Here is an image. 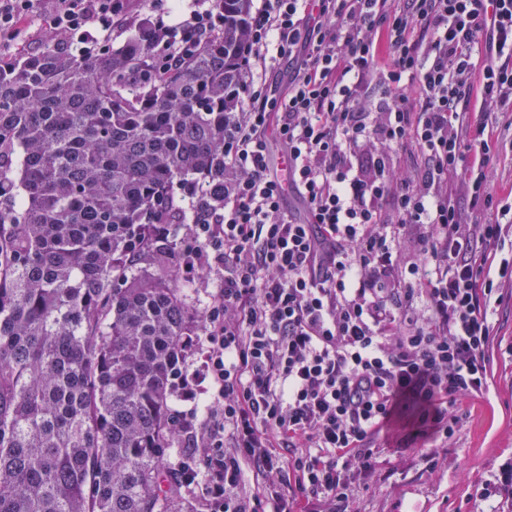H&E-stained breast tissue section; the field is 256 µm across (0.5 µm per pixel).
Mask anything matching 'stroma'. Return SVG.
<instances>
[{
  "label": "stroma",
  "mask_w": 512,
  "mask_h": 512,
  "mask_svg": "<svg viewBox=\"0 0 512 512\" xmlns=\"http://www.w3.org/2000/svg\"><path fill=\"white\" fill-rule=\"evenodd\" d=\"M494 148L488 167L501 196L512 194V112H496ZM489 388L461 399L453 408L455 433L445 446L428 439L403 448L399 438L409 429L408 417L395 418L373 441L377 463L361 474L354 492L355 512H505L512 502V287L504 286L494 315ZM437 448L436 467L422 455ZM495 496H485L488 486Z\"/></svg>",
  "instance_id": "1"
}]
</instances>
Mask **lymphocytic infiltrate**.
Returning a JSON list of instances; mask_svg holds the SVG:
<instances>
[{
    "mask_svg": "<svg viewBox=\"0 0 512 512\" xmlns=\"http://www.w3.org/2000/svg\"><path fill=\"white\" fill-rule=\"evenodd\" d=\"M33 7L0 0L5 46L22 51ZM51 8L66 47L85 54L128 14L126 0ZM217 22L214 8L193 10L160 24L150 50L175 62ZM244 56L224 207L200 185L180 228L185 278L214 277L215 294L175 378L187 460L171 480L198 485L203 512H260V495L240 490L249 467L274 512H298L275 490L288 469L306 498L349 512L399 406L416 408L418 435L445 440L456 402L488 385L512 209L481 219L496 196L485 131L512 107V0H263ZM282 60L284 90L262 76ZM403 150L423 158L420 176L394 164ZM393 223L418 228L410 247Z\"/></svg>",
    "mask_w": 512,
    "mask_h": 512,
    "instance_id": "1",
    "label": "lymphocytic infiltrate"
}]
</instances>
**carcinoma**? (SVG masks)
Instances as JSON below:
<instances>
[{
  "label": "carcinoma",
  "mask_w": 512,
  "mask_h": 512,
  "mask_svg": "<svg viewBox=\"0 0 512 512\" xmlns=\"http://www.w3.org/2000/svg\"><path fill=\"white\" fill-rule=\"evenodd\" d=\"M253 0L170 68L117 48L0 57V512H195L167 487L174 372L201 317L172 278L174 185L224 208ZM169 224L165 241H141Z\"/></svg>",
  "instance_id": "obj_1"
}]
</instances>
